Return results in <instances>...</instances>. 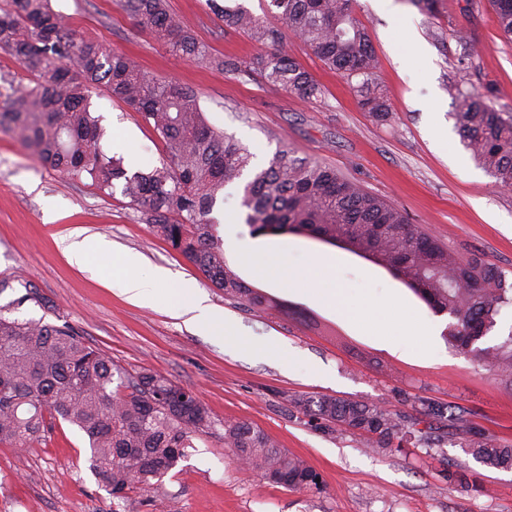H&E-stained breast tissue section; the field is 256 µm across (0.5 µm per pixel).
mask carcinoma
Listing matches in <instances>:
<instances>
[{
    "label": "carcinoma",
    "instance_id": "obj_1",
    "mask_svg": "<svg viewBox=\"0 0 512 512\" xmlns=\"http://www.w3.org/2000/svg\"><path fill=\"white\" fill-rule=\"evenodd\" d=\"M171 52L226 72L233 60L215 58L191 30L166 9V0H116ZM496 26L512 42V0H493ZM224 27L271 48L250 68L289 95L309 100L321 89L283 46L287 34L301 39L329 68L357 85L362 108L385 121L387 98L373 78L378 59L366 28L353 15V0H266L255 15L239 4H214ZM0 54L24 76L7 80L0 127L8 129L41 163L63 178H90L99 190L121 187L153 232L179 251L229 300L253 314L278 302L249 287L227 266L224 243L211 213L224 187L249 171L241 206L258 236L296 234L347 250L388 269L436 313L448 314V344L512 378V337L492 347L482 341L512 306V283L478 254L448 249L410 222L400 208L366 192L336 169L293 151L279 150L265 168L233 136L211 126L192 89L150 77L123 52L86 40L55 12L51 0H4L0 5ZM62 60L65 66L52 68ZM102 87L141 114L161 142L166 161L128 174L123 160L101 149L104 130L89 110L88 91ZM455 128L473 159L498 188H512V113L478 92H460ZM0 309V444L27 446L62 420L88 439V468L117 499L138 484L168 475L192 447L193 436L212 427L207 405L193 390L144 369L127 377L68 324L14 314L27 302L44 308L35 287ZM288 405L333 433L349 430L371 448H402L414 436L407 416L374 402L328 395H284ZM461 447L488 469H512V447L473 433ZM224 445L238 465L290 491L322 490L304 459L288 453L259 428L224 422Z\"/></svg>",
    "mask_w": 512,
    "mask_h": 512
}]
</instances>
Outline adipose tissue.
I'll use <instances>...</instances> for the list:
<instances>
[{
  "label": "adipose tissue",
  "mask_w": 512,
  "mask_h": 512,
  "mask_svg": "<svg viewBox=\"0 0 512 512\" xmlns=\"http://www.w3.org/2000/svg\"><path fill=\"white\" fill-rule=\"evenodd\" d=\"M65 250L70 259L80 266L95 259L111 257L113 265L119 271L121 293L125 299L137 305L149 303L150 298L142 288L138 276L140 261L137 256L111 254L109 245L101 239H74L66 245ZM237 255L245 263L267 271L283 288L315 297L353 319L362 318L366 314L365 307L352 305L351 290L337 282L331 264L321 258H307L292 272L287 273L282 271L280 260L266 256L261 251L241 249ZM170 313L173 317L183 319L192 328L218 329L228 336L233 333L231 323L223 313L208 304L205 294L198 289L191 290L187 300L171 308Z\"/></svg>",
  "instance_id": "ef3b65f1"
}]
</instances>
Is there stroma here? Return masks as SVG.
<instances>
[{
    "label": "stroma",
    "instance_id": "35a3bbf8",
    "mask_svg": "<svg viewBox=\"0 0 512 512\" xmlns=\"http://www.w3.org/2000/svg\"><path fill=\"white\" fill-rule=\"evenodd\" d=\"M51 5L82 37L125 52L150 76L196 91L208 123L246 145L254 164L286 146L335 167L450 249L486 256L512 281V190L494 187L452 118L461 91L487 95L512 112V44L501 38L490 0H440L433 15L412 0H356L354 16L379 59L375 81L392 109L386 121L365 112L354 82L293 35L285 47L320 95L301 101L267 82L248 67L263 46L225 30L208 0H167V7L212 55L237 60V71L172 55L115 0ZM460 31L472 49L458 42ZM90 110L105 131L103 151L123 157L128 172L162 163L163 145L139 113L100 88L90 92ZM212 216L225 247L251 240L237 183L227 184ZM72 234L136 255L146 291L156 290L159 268L171 273L175 288L203 290L231 321L236 343L185 325L167 304L127 302L111 261L85 268L69 262L64 246ZM266 243L297 262L335 258L340 282L371 316L387 321L390 335H372L231 257L233 272L281 304L262 316L242 310L157 237L120 190L108 194L92 181L60 178L0 129V279L30 281L49 303L25 304L21 315L68 323L126 374L148 368L192 387L214 420L161 483L123 500L98 485L84 462L87 439L73 425L57 423L27 450L0 444V512H512V470L476 462L452 420L466 411L479 433L512 444V384L449 345L448 316L432 312L387 269L307 236ZM398 304L410 310L418 333L395 320ZM285 393L376 402L414 417L434 403L448 415L434 421L431 440L371 448L359 435L323 432L287 407ZM228 420L251 423L304 458L320 473L322 491H288L241 472L224 445ZM459 473L470 488L455 482Z\"/></svg>",
    "mask_w": 512,
    "mask_h": 512
}]
</instances>
